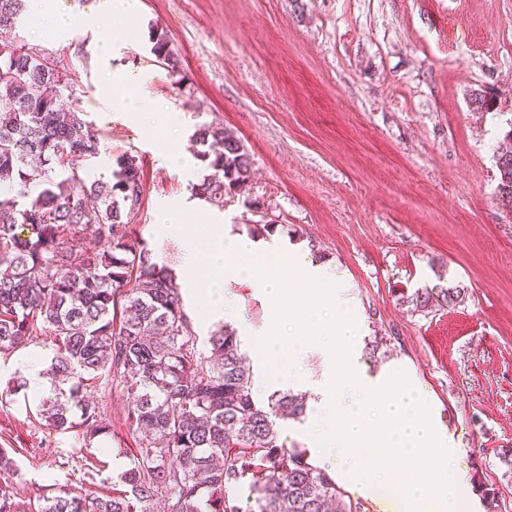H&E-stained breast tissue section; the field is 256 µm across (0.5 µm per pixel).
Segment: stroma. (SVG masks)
<instances>
[{
	"mask_svg": "<svg viewBox=\"0 0 512 512\" xmlns=\"http://www.w3.org/2000/svg\"><path fill=\"white\" fill-rule=\"evenodd\" d=\"M115 26L94 25L101 0H53L75 15L72 34L49 35L25 13L9 41L54 60L74 89L73 106L99 131L89 171L111 180L126 153L141 166L144 196L131 228L178 273L197 338L228 321L200 316L183 274L180 234L161 230L159 208L186 206L218 227L252 234L273 223L292 245L342 274L360 316L353 351L377 374L403 368L452 433L456 466L474 495L494 491L512 512V212L498 199L494 154L512 130V0H130ZM161 33L177 57L169 72L150 52ZM482 93L496 102L482 112ZM158 102L172 129L137 123L124 105ZM231 130L252 159V181L217 205L192 191L207 173L192 139L203 125ZM176 136L175 156L162 144ZM458 285L453 308L414 310L419 288ZM241 316L229 321L253 369L274 314L236 280L224 283ZM54 354L47 335L0 354V448L18 462L22 496L69 485L111 496L121 488L113 451L69 457L47 437L23 395L7 392L27 355ZM122 447L127 395L91 390Z\"/></svg>",
	"mask_w": 512,
	"mask_h": 512,
	"instance_id": "35a3bbf8",
	"label": "stroma"
}]
</instances>
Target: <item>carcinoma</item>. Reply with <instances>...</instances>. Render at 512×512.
Instances as JSON below:
<instances>
[{"label": "carcinoma", "mask_w": 512, "mask_h": 512, "mask_svg": "<svg viewBox=\"0 0 512 512\" xmlns=\"http://www.w3.org/2000/svg\"><path fill=\"white\" fill-rule=\"evenodd\" d=\"M25 0H0V35L14 30ZM150 52L171 71L179 62L164 35ZM69 79L48 60L0 40V353L20 350L38 332L55 353L43 375L51 397L38 407L48 433L69 439L72 452L112 434L99 403L84 390L102 381L128 395L126 424L136 451L110 497L59 487L20 506L0 484V512H361L307 451L279 444V421L300 420L305 398L254 394L253 374L235 331L211 332L198 347L172 270L154 260L130 223L144 185L135 157L119 155L109 182L49 172L93 162L100 135L72 107ZM195 139L210 173L196 193L210 202L242 188L252 162L241 140L222 126H202ZM501 204L512 209V130L496 152ZM41 187L34 197L29 189ZM28 202L18 206L17 198ZM100 248L88 250L85 232ZM464 289H418L422 311L435 300L448 308ZM251 475L247 506L229 490Z\"/></svg>", "instance_id": "cac0c4a2"}]
</instances>
